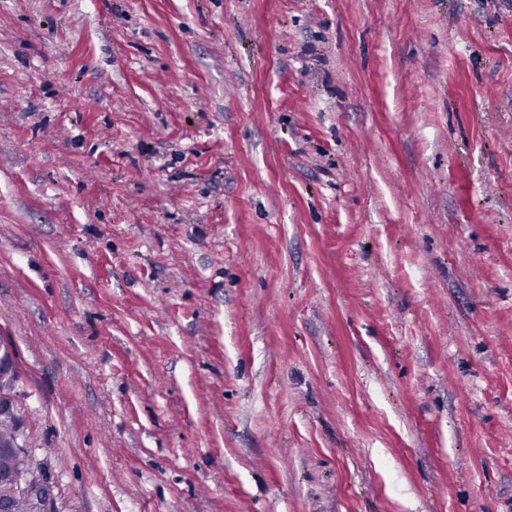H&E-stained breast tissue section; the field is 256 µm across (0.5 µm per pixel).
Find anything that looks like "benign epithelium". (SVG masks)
<instances>
[{
	"label": "benign epithelium",
	"mask_w": 512,
	"mask_h": 512,
	"mask_svg": "<svg viewBox=\"0 0 512 512\" xmlns=\"http://www.w3.org/2000/svg\"><path fill=\"white\" fill-rule=\"evenodd\" d=\"M18 378L16 356L12 345L0 339V423L13 427V437L6 443L0 441V453L13 460L10 471L0 472V481L11 483L14 493L31 502L36 512H53V492L46 483L35 484L28 479L31 465L26 449V432L19 409L12 395Z\"/></svg>",
	"instance_id": "1"
}]
</instances>
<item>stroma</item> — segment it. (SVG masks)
<instances>
[{"instance_id":"stroma-1","label":"stroma","mask_w":512,"mask_h":512,"mask_svg":"<svg viewBox=\"0 0 512 512\" xmlns=\"http://www.w3.org/2000/svg\"><path fill=\"white\" fill-rule=\"evenodd\" d=\"M0 336L55 512H512V0H0Z\"/></svg>"}]
</instances>
